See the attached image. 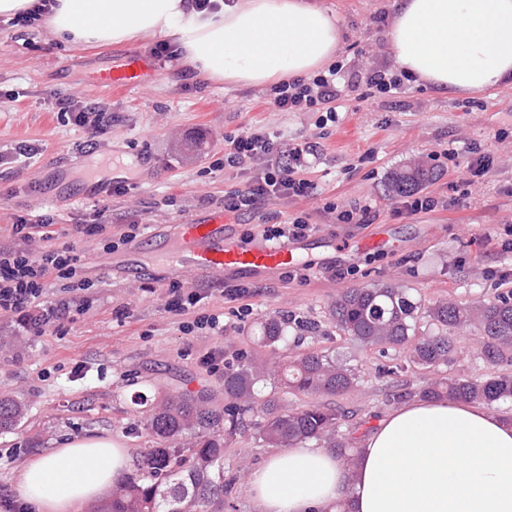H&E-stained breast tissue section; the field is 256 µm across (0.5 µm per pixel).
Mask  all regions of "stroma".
Returning <instances> with one entry per match:
<instances>
[{"mask_svg":"<svg viewBox=\"0 0 512 512\" xmlns=\"http://www.w3.org/2000/svg\"><path fill=\"white\" fill-rule=\"evenodd\" d=\"M314 2L338 16V56L348 69L338 119L328 125L316 112L276 111L264 86L195 81L175 59L159 65L146 86L101 88L92 84L91 72L122 56L149 55L160 37L73 49L51 41L45 23L22 27L0 17V96L10 98L0 107V242L10 243L16 216H54L58 245L76 248L93 282L74 294V310L57 335L34 336L0 318V397L27 406L21 426L0 433V501L12 498L21 464L70 438L112 434L139 463L155 441L132 411L136 392L205 390L223 406L224 370L204 364V355L219 349L231 362L251 352L255 329L275 312L319 327L314 334L290 328L288 356L322 350L355 369L357 388L331 403L343 414L341 434L362 437L400 405V393L416 390L429 374L410 367L402 350L383 353L346 340L329 315L337 294L396 284L427 305L442 299L473 305L512 290V234L504 231L512 221V86L477 96L440 94L412 83L369 93L364 74L394 68L388 44L393 0ZM59 90L110 111L111 128L93 138L60 117L53 99ZM253 125L286 143L306 139L317 145L308 173L313 196L283 197L263 208L282 223L305 216L314 224L301 241L311 268L304 281L281 275L250 280L248 296L230 301L222 294L223 279L170 275L161 253L172 245L178 224L223 208L225 191L243 182L241 172L216 161L224 156L225 138ZM21 145L36 146L37 155L16 156ZM474 145L491 154L493 165L467 196L448 203L454 165L466 163ZM117 153L139 167V184L124 195L87 194L84 174ZM417 164L434 172L422 193L444 205L407 216L390 180ZM365 203L372 206L367 223L337 221V210ZM102 208L115 224L143 227L109 255L100 237L75 231ZM382 231L389 247L359 250L363 239ZM336 269L346 271V278H334ZM174 282L201 295L200 310L222 313V328L184 334L182 315L165 306ZM453 338L446 374H512V352L487 361L477 328L461 329ZM271 451L248 432L227 441L224 475L235 485L223 512H254L245 482Z\"/></svg>","mask_w":512,"mask_h":512,"instance_id":"stroma-1","label":"stroma"}]
</instances>
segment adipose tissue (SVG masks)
Masks as SVG:
<instances>
[{
    "label": "adipose tissue",
    "mask_w": 512,
    "mask_h": 512,
    "mask_svg": "<svg viewBox=\"0 0 512 512\" xmlns=\"http://www.w3.org/2000/svg\"><path fill=\"white\" fill-rule=\"evenodd\" d=\"M397 67L439 93L512 85V0H396ZM46 25L76 47L145 35L178 44L184 74L260 87L325 69L341 45L336 14L311 0H57ZM130 465L111 435L71 439L21 465L29 512H75L105 497ZM255 512H512V423L461 399H415L386 414L347 468L309 444L272 453L246 480Z\"/></svg>",
    "instance_id": "adipose-tissue-1"
}]
</instances>
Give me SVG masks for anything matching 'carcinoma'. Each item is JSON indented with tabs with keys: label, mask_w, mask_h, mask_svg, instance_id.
Listing matches in <instances>:
<instances>
[{
	"label": "carcinoma",
	"mask_w": 512,
	"mask_h": 512,
	"mask_svg": "<svg viewBox=\"0 0 512 512\" xmlns=\"http://www.w3.org/2000/svg\"><path fill=\"white\" fill-rule=\"evenodd\" d=\"M433 172L414 166L392 175L397 194L417 190ZM336 330L362 347L399 349L420 369L448 365L454 343L448 330L474 325L486 342L483 356L495 362L512 347V290L477 305L441 301L424 307L406 288L373 285L351 288L336 296L330 308ZM426 320L434 331L416 336L417 323ZM292 319L266 317L254 344L274 351L286 343ZM358 384L354 370L323 351L309 350L289 360L268 362L245 353L224 367V407L212 404L200 391L167 394L159 398L135 396L144 429L157 440L145 449L142 473L112 489V497L91 506V512H210L224 503V444L226 438L251 430L259 440L290 447L315 440L339 450L354 465L358 449L339 436L340 414L322 397L352 392ZM310 398L290 407L285 396ZM426 399L462 398L488 406L512 401V375L490 373L482 378L438 376L415 391ZM25 405L0 398V430L18 427Z\"/></svg>",
	"instance_id": "1"
}]
</instances>
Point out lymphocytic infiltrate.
Returning <instances> with one entry per match:
<instances>
[{
    "label": "lymphocytic infiltrate",
    "mask_w": 512,
    "mask_h": 512,
    "mask_svg": "<svg viewBox=\"0 0 512 512\" xmlns=\"http://www.w3.org/2000/svg\"><path fill=\"white\" fill-rule=\"evenodd\" d=\"M345 73L343 62L332 64L327 72L311 82L282 81L270 89V102L280 112H321L335 121L341 97L339 82ZM54 106L89 134L105 133L112 120L105 112L85 104L78 97L59 93ZM317 152L310 142L283 144L271 138L263 128H250L224 141V167L250 171L249 179L225 192L224 210L235 215L258 213L269 200L282 196L308 197L314 186L307 177L310 158ZM53 217L37 220L17 217L12 233L14 243L0 245V316H17L35 335H53L60 331L70 312L69 300L46 307L42 304L48 282L85 285L83 266L73 247L54 241ZM199 295L183 293L180 284H170L166 306L169 311L193 313L185 323L186 333L218 328V314L198 311Z\"/></svg>",
    "instance_id": "lymphocytic-infiltrate-1"
}]
</instances>
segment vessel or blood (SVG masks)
Returning <instances> with one entry per match:
<instances>
[{
    "instance_id": "obj_1",
    "label": "vessel or blood",
    "mask_w": 512,
    "mask_h": 512,
    "mask_svg": "<svg viewBox=\"0 0 512 512\" xmlns=\"http://www.w3.org/2000/svg\"><path fill=\"white\" fill-rule=\"evenodd\" d=\"M152 73L151 64L140 57H127L111 67L101 85L126 91L145 83ZM178 264L203 274L242 271L248 274H272L297 261L296 243L256 239L250 246L236 244L227 234L224 212L217 209L179 225Z\"/></svg>"
}]
</instances>
